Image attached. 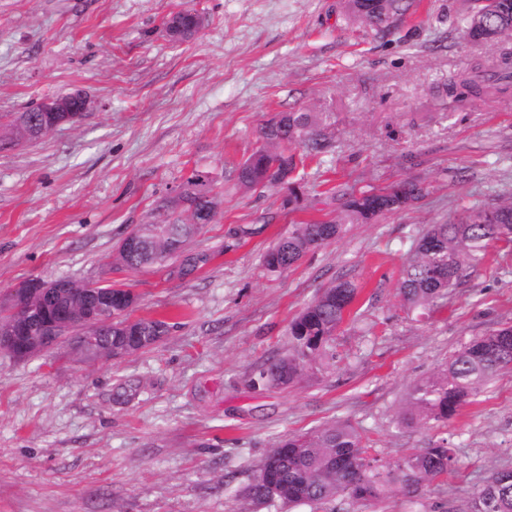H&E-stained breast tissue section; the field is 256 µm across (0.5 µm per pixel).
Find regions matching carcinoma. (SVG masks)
Returning a JSON list of instances; mask_svg holds the SVG:
<instances>
[{
	"mask_svg": "<svg viewBox=\"0 0 512 512\" xmlns=\"http://www.w3.org/2000/svg\"><path fill=\"white\" fill-rule=\"evenodd\" d=\"M410 7V0H347V15L369 29L385 32ZM196 17L195 12L181 10L167 22L179 23L181 38L187 40L194 35ZM464 33L473 42L499 47V53L491 62L457 74L446 85L445 95L485 101L506 93L512 88V49L507 47L512 40V0H498L494 11L488 5H476L465 20ZM38 116L37 112H17L11 117L5 130L13 145L28 140L26 129L17 121ZM260 138V147L235 169L236 185L243 189L285 187L289 200H299L302 186L287 178L296 169L290 147L301 146L311 158L326 152L330 139L322 118L316 112H284L262 125ZM202 174L193 170L178 186L180 193L155 208L154 221L136 225L132 229L135 237L126 236L119 242L112 265L130 271L165 269L170 276L186 278L210 263V253L188 247L217 215L215 180L202 191L198 189ZM426 195L427 187L418 178L379 189L345 191L341 194V218L293 225L288 235L264 254L263 263L272 272L286 271L306 253L335 239L342 225L370 224L410 208ZM496 243L512 246V192L430 225L403 269L399 295L412 308L437 303ZM357 294L356 286L346 280L325 288L291 321V351L259 367L250 379L251 387L286 386L326 356L327 346ZM136 304L132 291L112 287V318L92 332L96 344H106L110 336L112 346L117 347L136 335L138 346L133 352L137 353L158 343L175 327L165 319L131 318ZM511 368L512 326L489 330L455 353L443 371L414 385L404 419L445 422L499 371ZM456 463L446 438L431 447L417 448L393 464L386 463L369 452L355 427L336 422L291 434L269 449L244 498L250 505L267 507L321 504L338 495L357 502H380L396 491L418 494L453 470ZM471 512H512L511 469L500 470L485 482L473 498Z\"/></svg>",
	"mask_w": 512,
	"mask_h": 512,
	"instance_id": "1",
	"label": "carcinoma"
}]
</instances>
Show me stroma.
Instances as JSON below:
<instances>
[{
	"label": "stroma",
	"instance_id": "obj_1",
	"mask_svg": "<svg viewBox=\"0 0 512 512\" xmlns=\"http://www.w3.org/2000/svg\"><path fill=\"white\" fill-rule=\"evenodd\" d=\"M471 4L416 0L377 33L344 0H0V115L75 88L93 100L77 123L0 152V295L29 278L113 281L138 295L134 317L174 325L112 360L0 351V512H239L269 448L336 421L388 462L447 439L458 467L414 498L288 512H470L492 473L512 469V370L448 422L397 423L417 381L512 324V252L496 245L437 306L398 293L429 225L512 191V93H438L496 52L462 41ZM185 9L205 26L171 42L164 22ZM294 110L322 113L331 139L304 165L302 200L236 186L260 126ZM196 168L217 179L216 220L191 242L211 263L185 280L111 271L118 242ZM411 177L429 186L413 208L343 225L287 271L264 266L293 223L336 219L341 191ZM240 227L252 235L233 237ZM339 279L359 293L328 357L250 389L288 353L291 320Z\"/></svg>",
	"mask_w": 512,
	"mask_h": 512
}]
</instances>
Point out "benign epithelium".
Here are the masks:
<instances>
[{
  "instance_id": "7a95c632",
  "label": "benign epithelium",
  "mask_w": 512,
  "mask_h": 512,
  "mask_svg": "<svg viewBox=\"0 0 512 512\" xmlns=\"http://www.w3.org/2000/svg\"><path fill=\"white\" fill-rule=\"evenodd\" d=\"M91 107V98L82 90L49 98L41 103V111L47 113L34 133L41 135L54 130L62 120L63 112H86ZM68 288L66 280L52 285L39 279L19 282L7 294L13 306L7 322L0 325V349L16 358H27L54 345L64 342L72 335L96 330L102 325L105 314L112 311V290H103L93 283L85 284L84 297L80 300L69 297L68 301L56 300L51 288ZM78 350L101 359L113 358L112 343L96 350L89 336L82 337Z\"/></svg>"
}]
</instances>
